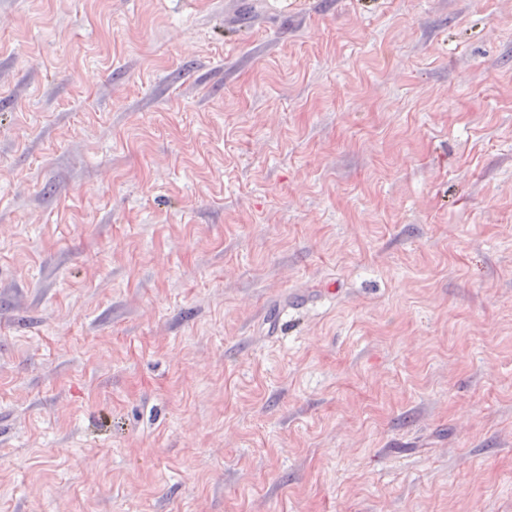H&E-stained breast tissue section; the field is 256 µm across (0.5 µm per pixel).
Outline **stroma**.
I'll list each match as a JSON object with an SVG mask.
<instances>
[{
	"label": "stroma",
	"instance_id": "1",
	"mask_svg": "<svg viewBox=\"0 0 512 512\" xmlns=\"http://www.w3.org/2000/svg\"><path fill=\"white\" fill-rule=\"evenodd\" d=\"M0 512H512V0H0Z\"/></svg>",
	"mask_w": 512,
	"mask_h": 512
}]
</instances>
